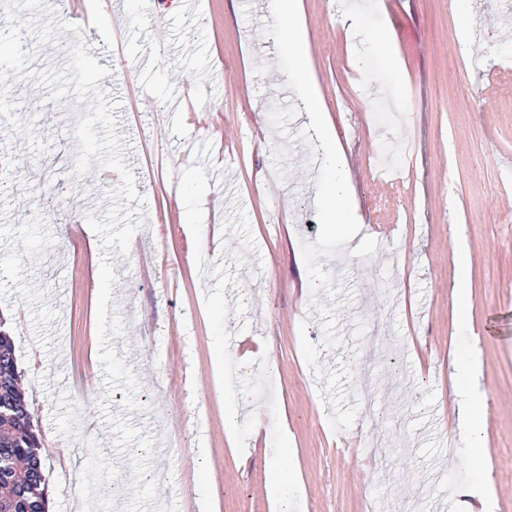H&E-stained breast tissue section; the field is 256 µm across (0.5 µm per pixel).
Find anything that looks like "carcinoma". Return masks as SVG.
<instances>
[{
  "label": "carcinoma",
  "mask_w": 512,
  "mask_h": 512,
  "mask_svg": "<svg viewBox=\"0 0 512 512\" xmlns=\"http://www.w3.org/2000/svg\"><path fill=\"white\" fill-rule=\"evenodd\" d=\"M41 440L18 382L13 336L0 331V512H49Z\"/></svg>",
  "instance_id": "carcinoma-1"
}]
</instances>
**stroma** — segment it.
<instances>
[{
    "mask_svg": "<svg viewBox=\"0 0 512 512\" xmlns=\"http://www.w3.org/2000/svg\"><path fill=\"white\" fill-rule=\"evenodd\" d=\"M198 9L200 20H186L131 0V22L115 28L105 15L78 35L110 69L100 85L120 103L117 132L144 199L127 256L111 258L125 324L113 345L139 380L140 406L123 411L118 391L110 410L154 436L158 505L199 512L208 492L209 512H274L276 474L290 512H388L406 498L419 512H465L468 494L482 491L493 512H512V0H468L464 31L453 0H303L310 63L365 224L322 261L334 298L312 295L302 257L319 232L320 164L295 138L307 118L289 122L287 139L270 121L274 106L298 98L264 32L269 8L199 0ZM385 27L396 69L374 40ZM78 36L42 47L28 36L23 47L59 67ZM48 94L29 80L10 94L21 116H37L45 153L0 124V319L42 435L51 512H118L131 493L113 479L131 468L98 408L102 253L84 217L106 211L120 177L95 168L43 193L29 188L34 165L74 166L75 98ZM199 155L221 161L222 186ZM38 206L50 222L30 221ZM315 297L335 306L342 339L319 362L344 371L348 405L373 395L374 427L329 424L300 346L301 335H324ZM475 358L487 471L463 463L473 450L454 415V387ZM235 403L258 409L231 440L224 412ZM287 434L295 452L280 460Z\"/></svg>",
    "mask_w": 512,
    "mask_h": 512,
    "instance_id": "stroma-1",
    "label": "stroma"
}]
</instances>
